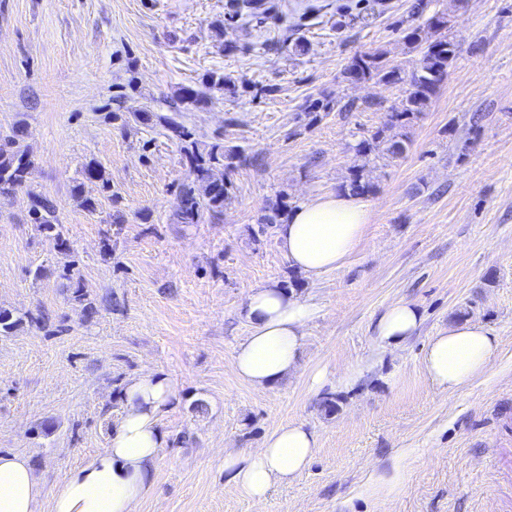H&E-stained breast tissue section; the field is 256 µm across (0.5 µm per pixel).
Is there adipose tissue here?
Segmentation results:
<instances>
[{
  "label": "adipose tissue",
  "mask_w": 512,
  "mask_h": 512,
  "mask_svg": "<svg viewBox=\"0 0 512 512\" xmlns=\"http://www.w3.org/2000/svg\"><path fill=\"white\" fill-rule=\"evenodd\" d=\"M371 210L347 192L325 194L302 203L277 228L278 246L289 266L315 280L341 269L361 241ZM248 336L232 354L236 376L266 390L299 366L305 329L318 315L315 304L277 285L250 290L246 303ZM421 313L399 301L380 316L381 347L395 348L418 334ZM499 347L488 328L463 321L432 336L421 363L442 392L461 391L485 376ZM122 412L108 448L72 468L53 488L36 476L29 457L0 452V512H138L152 484L168 435L160 419L179 399L172 376L156 370L130 378L120 393ZM318 448L314 432L294 422L278 426L261 447L224 452V476L236 492L260 504L273 486L303 473Z\"/></svg>",
  "instance_id": "ef3b65f1"
}]
</instances>
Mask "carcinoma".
<instances>
[{
	"label": "carcinoma",
	"instance_id": "1",
	"mask_svg": "<svg viewBox=\"0 0 512 512\" xmlns=\"http://www.w3.org/2000/svg\"><path fill=\"white\" fill-rule=\"evenodd\" d=\"M404 33L408 43L421 48L419 64L410 75L412 91L403 109L389 113L384 126L374 134V139L387 143L386 151L394 158L402 156L406 150L403 138L394 133V129L406 126L423 111L448 76V67L457 57V44L446 36L425 39L418 26L404 29ZM345 74L358 81L376 78L389 83L402 80L401 72L388 66L383 60V54L377 52H365L352 57ZM200 84L199 89L183 90L180 100L200 107L208 103L206 90L210 88L222 87L232 93L236 92V84L216 71L205 73ZM163 123L181 142V151L193 176L192 182L185 185L180 193L178 216L182 223H198L204 209L216 214L223 212L224 203L228 199V187L224 181L212 179L213 168L221 165L230 169L238 164H245L248 162L247 156L233 147H225L222 143H214L201 151L185 126L169 117L163 118ZM25 133V124L19 122L13 126L10 134L0 136V195H10L25 183V175L32 165L30 152L20 145ZM84 177L102 192L111 190L105 171L94 161L86 164ZM344 189L363 195L370 192L371 184L364 179L362 171L355 170ZM28 196L31 219L38 231L54 238L57 245H65L53 201L33 191L28 192Z\"/></svg>",
	"mask_w": 512,
	"mask_h": 512
}]
</instances>
